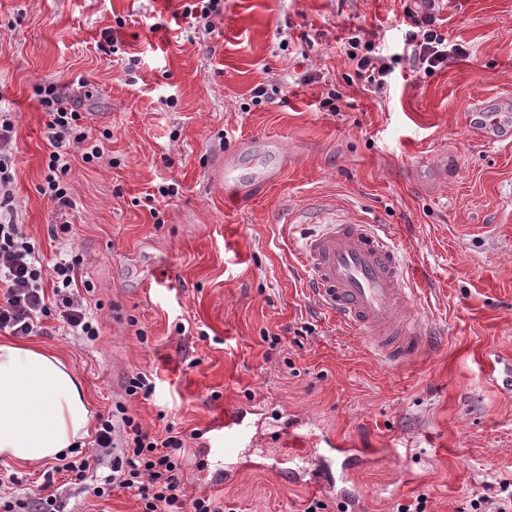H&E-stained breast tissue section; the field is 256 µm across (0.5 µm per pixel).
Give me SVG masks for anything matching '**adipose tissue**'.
I'll list each match as a JSON object with an SVG mask.
<instances>
[{"label": "adipose tissue", "mask_w": 512, "mask_h": 512, "mask_svg": "<svg viewBox=\"0 0 512 512\" xmlns=\"http://www.w3.org/2000/svg\"><path fill=\"white\" fill-rule=\"evenodd\" d=\"M91 415L73 368L33 345L0 342V460L38 466L89 435Z\"/></svg>", "instance_id": "ef3b65f1"}]
</instances>
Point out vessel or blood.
I'll return each mask as SVG.
<instances>
[{"label":"vessel or blood","mask_w":512,"mask_h":512,"mask_svg":"<svg viewBox=\"0 0 512 512\" xmlns=\"http://www.w3.org/2000/svg\"><path fill=\"white\" fill-rule=\"evenodd\" d=\"M473 133L491 142L512 138V118L487 102L476 104L467 117ZM238 153L224 156V182L245 197L248 180L239 176ZM300 252L309 295L328 314L363 341L385 364L402 368L425 354V334L415 313L417 290L391 236L375 225L328 220L320 230L302 235ZM240 408L226 407L210 428L208 445L244 432ZM326 449L312 448L303 456L282 448L279 463L284 476L296 475L301 465L319 466Z\"/></svg>","instance_id":"b4317fda"}]
</instances>
